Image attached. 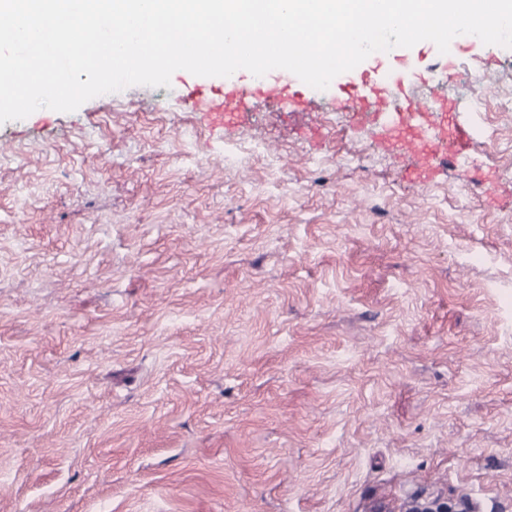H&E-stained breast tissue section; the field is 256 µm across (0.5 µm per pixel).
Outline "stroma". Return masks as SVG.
I'll list each match as a JSON object with an SVG mask.
<instances>
[{
    "mask_svg": "<svg viewBox=\"0 0 512 512\" xmlns=\"http://www.w3.org/2000/svg\"><path fill=\"white\" fill-rule=\"evenodd\" d=\"M194 80L0 124V512H512V110L449 88L475 165L419 184ZM252 88L241 83L240 77L224 80L220 89H213L205 82H195L184 87L180 93L182 101L193 111L208 108V126L212 131L224 133V127L245 124L250 108Z\"/></svg>",
    "mask_w": 512,
    "mask_h": 512,
    "instance_id": "35a3bbf8",
    "label": "stroma"
}]
</instances>
